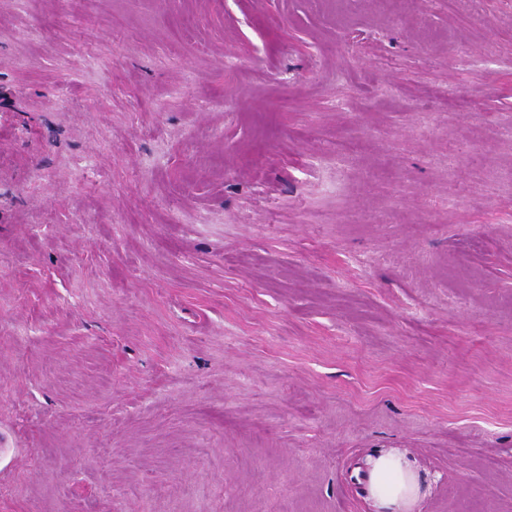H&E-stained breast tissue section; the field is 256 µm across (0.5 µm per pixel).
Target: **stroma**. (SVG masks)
Masks as SVG:
<instances>
[{
	"label": "stroma",
	"instance_id": "obj_1",
	"mask_svg": "<svg viewBox=\"0 0 512 512\" xmlns=\"http://www.w3.org/2000/svg\"><path fill=\"white\" fill-rule=\"evenodd\" d=\"M512 512V0H0V512ZM367 465V498L376 512H418L415 510L422 497L420 474L404 453L377 450Z\"/></svg>",
	"mask_w": 512,
	"mask_h": 512
}]
</instances>
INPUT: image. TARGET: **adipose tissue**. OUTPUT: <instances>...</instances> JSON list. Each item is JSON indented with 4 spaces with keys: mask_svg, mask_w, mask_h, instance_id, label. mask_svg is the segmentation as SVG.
Returning a JSON list of instances; mask_svg holds the SVG:
<instances>
[{
    "mask_svg": "<svg viewBox=\"0 0 512 512\" xmlns=\"http://www.w3.org/2000/svg\"><path fill=\"white\" fill-rule=\"evenodd\" d=\"M367 465V498L375 512H416L422 497L420 474L404 453L381 449Z\"/></svg>",
    "mask_w": 512,
    "mask_h": 512,
    "instance_id": "adipose-tissue-1",
    "label": "adipose tissue"
}]
</instances>
